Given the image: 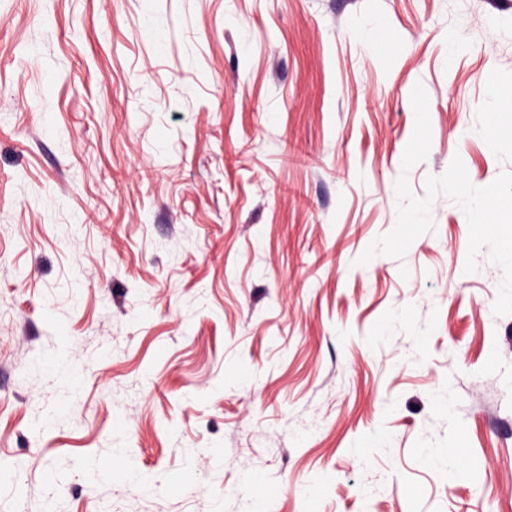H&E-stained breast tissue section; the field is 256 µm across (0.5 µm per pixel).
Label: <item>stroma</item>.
<instances>
[{
    "label": "stroma",
    "instance_id": "35a3bbf8",
    "mask_svg": "<svg viewBox=\"0 0 512 512\" xmlns=\"http://www.w3.org/2000/svg\"><path fill=\"white\" fill-rule=\"evenodd\" d=\"M418 83L512 171V0H0V512H512L501 269L357 263Z\"/></svg>",
    "mask_w": 512,
    "mask_h": 512
}]
</instances>
